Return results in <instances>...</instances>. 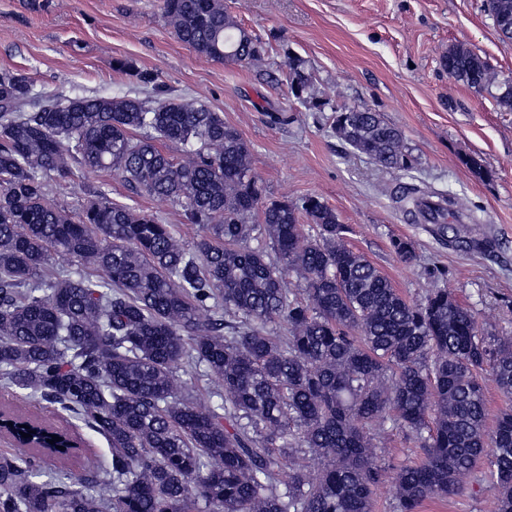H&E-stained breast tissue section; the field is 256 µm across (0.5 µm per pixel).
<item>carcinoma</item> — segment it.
<instances>
[{"mask_svg":"<svg viewBox=\"0 0 512 512\" xmlns=\"http://www.w3.org/2000/svg\"><path fill=\"white\" fill-rule=\"evenodd\" d=\"M160 10L199 55L249 65L265 54L223 0H160ZM488 10L498 31L512 25V0ZM442 61L448 77L512 112V82L467 45ZM29 84L0 73V377L75 414L108 456L99 475L61 469L44 480L59 429L13 418L0 512H370L385 476L373 440L389 425L423 454L393 477L397 512L458 494L483 458L496 512H512V413L488 427L482 384L512 395V345L482 332L473 310L446 288L402 297L346 247V225L320 198L265 199L249 146L205 103L40 104ZM288 84L305 90L300 104L334 112L333 132L355 152L412 169L400 131L365 105L318 95L305 59L288 57ZM156 140L180 146L181 159ZM75 164L179 206L202 236L187 248L171 225L100 187L72 217L48 200L46 180ZM399 194L447 237L453 197L409 184ZM392 245L418 260L411 241ZM53 251L77 267L47 272ZM181 368L208 378L212 401L176 382ZM102 475L108 502L86 492Z\"/></svg>","mask_w":512,"mask_h":512,"instance_id":"1","label":"carcinoma"}]
</instances>
